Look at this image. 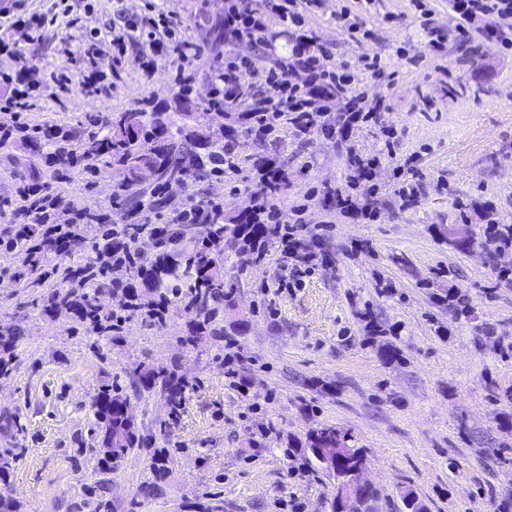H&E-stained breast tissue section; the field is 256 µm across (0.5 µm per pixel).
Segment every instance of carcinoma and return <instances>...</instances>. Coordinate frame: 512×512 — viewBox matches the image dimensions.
<instances>
[{
    "label": "carcinoma",
    "mask_w": 512,
    "mask_h": 512,
    "mask_svg": "<svg viewBox=\"0 0 512 512\" xmlns=\"http://www.w3.org/2000/svg\"><path fill=\"white\" fill-rule=\"evenodd\" d=\"M116 134L97 139L84 137L79 144L83 155L92 161H102L110 155L129 172L131 182H137L144 170H152L159 183L170 181L187 170L206 178L209 166L198 152L201 142L195 139H178L171 124L158 115L147 122L145 113L138 109L120 113L112 122ZM151 140L155 146L150 151L142 148V142ZM18 245L27 254V272L18 282L22 287L40 293L33 300L45 313L61 309L75 313L86 330L112 336V311L103 309L98 303V294L111 289L112 257H107V266L90 268L75 280L67 273L47 271L43 261L49 253L68 254L77 242L70 240L46 241L38 233V225L29 224L26 233L18 235ZM484 245L490 257L512 250V224H489L485 228ZM130 273L129 287L141 283L149 288L165 290L176 295L184 292L191 312L198 318L197 329L205 330L213 323L218 306L228 298L224 291V278L217 268V257L213 252L191 241L183 240L181 233L167 245L158 261L149 266H126ZM22 339L20 327L0 326V377L9 375L17 361L15 353ZM139 390L159 392L170 406L171 417H176L183 401L181 376L172 367L151 368L139 377ZM128 397L112 393L107 385L95 403L96 425L101 432L99 461L110 470L131 449L139 446L140 435L129 414ZM319 448H343L344 460L336 465V480L347 482L354 476V469L366 463L364 450L351 444V437L336 428L325 426L310 430L299 451L320 461ZM17 460L12 448L0 450V512H16L10 495V476Z\"/></svg>",
    "instance_id": "cac0c4a2"
}]
</instances>
